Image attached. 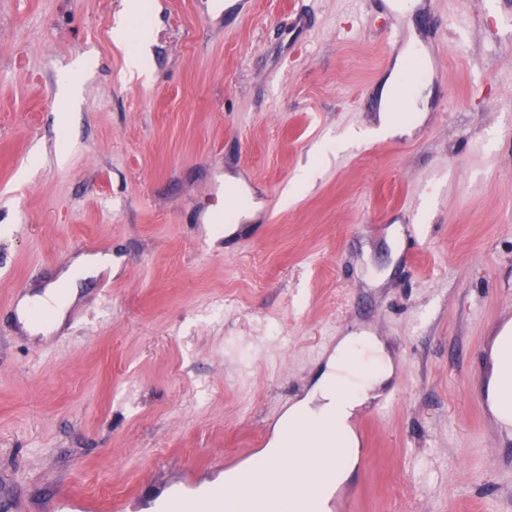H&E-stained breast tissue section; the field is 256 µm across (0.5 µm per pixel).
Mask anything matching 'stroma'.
<instances>
[{
    "label": "stroma",
    "mask_w": 512,
    "mask_h": 512,
    "mask_svg": "<svg viewBox=\"0 0 512 512\" xmlns=\"http://www.w3.org/2000/svg\"><path fill=\"white\" fill-rule=\"evenodd\" d=\"M147 3L145 80L124 0H0V504L219 483L352 335L394 372L352 421L349 512H512L472 395L512 320V0ZM399 35L427 99L378 136ZM90 241L111 272L25 330ZM140 0H126L125 7L122 15L116 21L115 27L113 28V34L115 40L119 42L126 41L130 33L131 21L136 18L141 10ZM128 21V22H127ZM127 22V24H126Z\"/></svg>",
    "instance_id": "obj_1"
}]
</instances>
